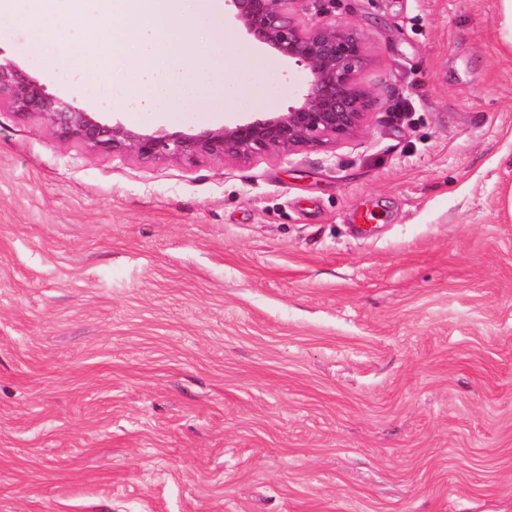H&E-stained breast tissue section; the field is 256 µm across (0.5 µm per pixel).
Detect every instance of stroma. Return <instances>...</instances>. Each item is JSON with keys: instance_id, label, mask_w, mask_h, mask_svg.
I'll return each instance as SVG.
<instances>
[{"instance_id": "stroma-1", "label": "stroma", "mask_w": 512, "mask_h": 512, "mask_svg": "<svg viewBox=\"0 0 512 512\" xmlns=\"http://www.w3.org/2000/svg\"><path fill=\"white\" fill-rule=\"evenodd\" d=\"M363 37L362 131L188 162L0 103V512H512V49L500 0H294ZM220 99L76 97L169 131L283 112L306 67L225 23ZM372 211L369 235L355 216Z\"/></svg>"}]
</instances>
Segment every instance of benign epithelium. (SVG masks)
I'll return each instance as SVG.
<instances>
[{
	"mask_svg": "<svg viewBox=\"0 0 512 512\" xmlns=\"http://www.w3.org/2000/svg\"><path fill=\"white\" fill-rule=\"evenodd\" d=\"M249 42L310 71L305 91L284 112H263L234 126L199 131L132 129L104 122L76 100L46 92L17 65L0 62V100L17 115L37 113L63 141L141 158L198 156L242 159L276 151L318 150L358 134L374 98L358 76L367 58L361 36L334 19L302 29L290 10L296 0H225Z\"/></svg>",
	"mask_w": 512,
	"mask_h": 512,
	"instance_id": "1",
	"label": "benign epithelium"
}]
</instances>
